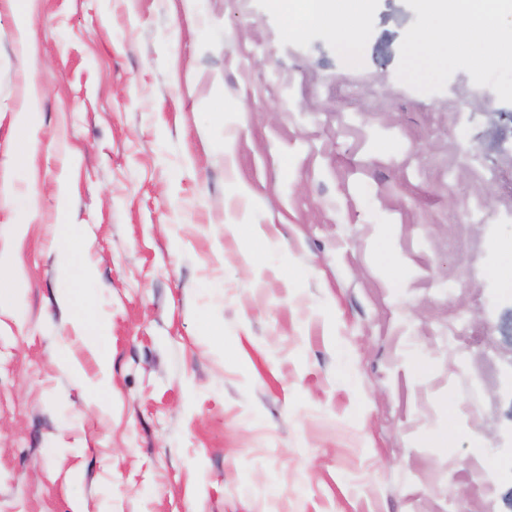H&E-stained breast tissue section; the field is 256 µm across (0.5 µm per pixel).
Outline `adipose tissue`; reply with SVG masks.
I'll return each instance as SVG.
<instances>
[{"label": "adipose tissue", "mask_w": 512, "mask_h": 512, "mask_svg": "<svg viewBox=\"0 0 512 512\" xmlns=\"http://www.w3.org/2000/svg\"><path fill=\"white\" fill-rule=\"evenodd\" d=\"M420 6L427 25L413 49L423 58H436L451 41L481 44L491 60L512 51V35L499 26L501 17L512 16V0H420ZM368 8L369 0H307L306 13L309 22L351 53L361 41L360 20Z\"/></svg>", "instance_id": "ef3b65f1"}]
</instances>
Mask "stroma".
<instances>
[{"label":"stroma","instance_id":"1","mask_svg":"<svg viewBox=\"0 0 512 512\" xmlns=\"http://www.w3.org/2000/svg\"><path fill=\"white\" fill-rule=\"evenodd\" d=\"M30 12L26 69L0 0V182L37 202L20 238L0 206L27 280L0 314V512H512V57L418 59V0H371L353 57L268 0ZM42 87L36 82H30L25 90L21 108L16 112L15 123L20 128L28 131L35 130V124L38 121L39 102L42 97ZM62 219V222L58 224L57 251L64 262V266L67 268L82 252L83 241L79 225L70 224L66 221L67 218L65 217ZM72 308V322L80 328L88 343L94 345L96 341L97 312L92 300L88 297L74 294L67 299Z\"/></svg>","mask_w":512,"mask_h":512}]
</instances>
